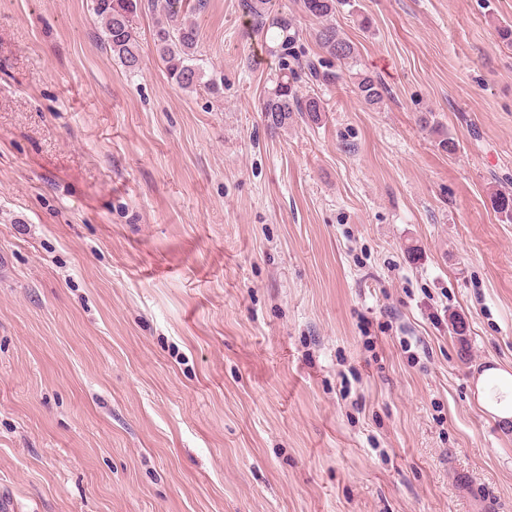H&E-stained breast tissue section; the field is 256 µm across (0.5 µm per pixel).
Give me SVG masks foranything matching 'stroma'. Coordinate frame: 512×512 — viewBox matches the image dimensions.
Here are the masks:
<instances>
[{
  "instance_id": "1",
  "label": "stroma",
  "mask_w": 512,
  "mask_h": 512,
  "mask_svg": "<svg viewBox=\"0 0 512 512\" xmlns=\"http://www.w3.org/2000/svg\"><path fill=\"white\" fill-rule=\"evenodd\" d=\"M193 18L222 97L169 78L151 15L129 73L92 0H0V494L474 512L469 481L512 512V425L475 389L512 371V0H354L353 71L276 131L243 0ZM356 95L367 105L378 104L383 99V87L373 77L361 74L355 85Z\"/></svg>"
}]
</instances>
